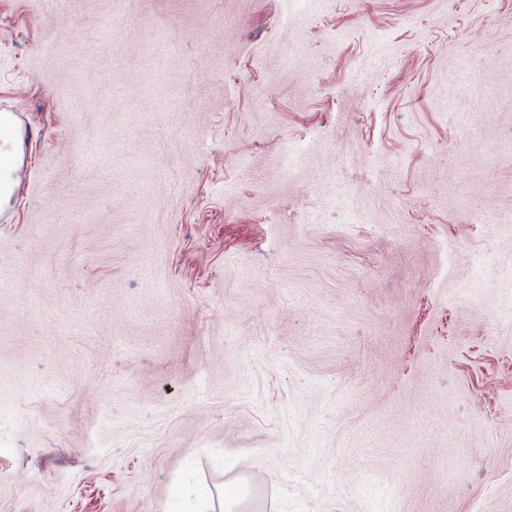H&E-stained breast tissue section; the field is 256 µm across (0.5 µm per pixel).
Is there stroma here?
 Listing matches in <instances>:
<instances>
[{"mask_svg": "<svg viewBox=\"0 0 512 512\" xmlns=\"http://www.w3.org/2000/svg\"><path fill=\"white\" fill-rule=\"evenodd\" d=\"M1 111L0 512H512V0H0ZM24 132L11 112H0V211L8 207L24 164Z\"/></svg>", "mask_w": 512, "mask_h": 512, "instance_id": "obj_1", "label": "stroma"}]
</instances>
